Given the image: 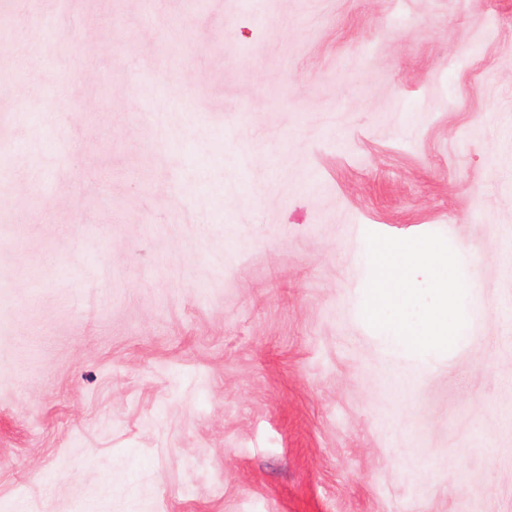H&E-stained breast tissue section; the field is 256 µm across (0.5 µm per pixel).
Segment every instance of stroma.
I'll use <instances>...</instances> for the list:
<instances>
[{
	"mask_svg": "<svg viewBox=\"0 0 512 512\" xmlns=\"http://www.w3.org/2000/svg\"><path fill=\"white\" fill-rule=\"evenodd\" d=\"M1 75L0 512H512V0H19ZM369 231L457 352H383Z\"/></svg>",
	"mask_w": 512,
	"mask_h": 512,
	"instance_id": "35a3bbf8",
	"label": "stroma"
}]
</instances>
